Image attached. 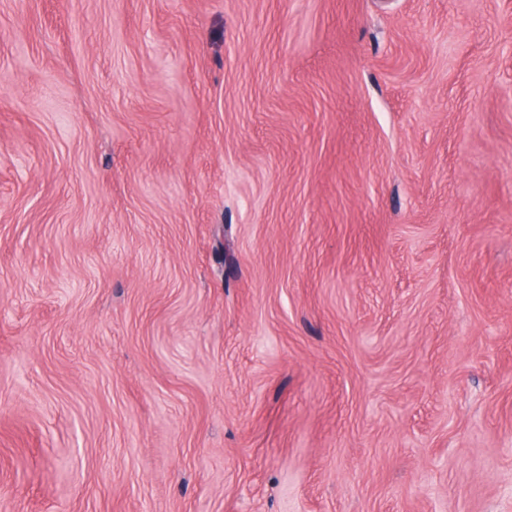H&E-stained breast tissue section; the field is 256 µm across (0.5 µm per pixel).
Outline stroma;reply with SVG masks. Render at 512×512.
Wrapping results in <instances>:
<instances>
[{"instance_id":"stroma-1","label":"stroma","mask_w":512,"mask_h":512,"mask_svg":"<svg viewBox=\"0 0 512 512\" xmlns=\"http://www.w3.org/2000/svg\"><path fill=\"white\" fill-rule=\"evenodd\" d=\"M0 512H512V0H0Z\"/></svg>"}]
</instances>
